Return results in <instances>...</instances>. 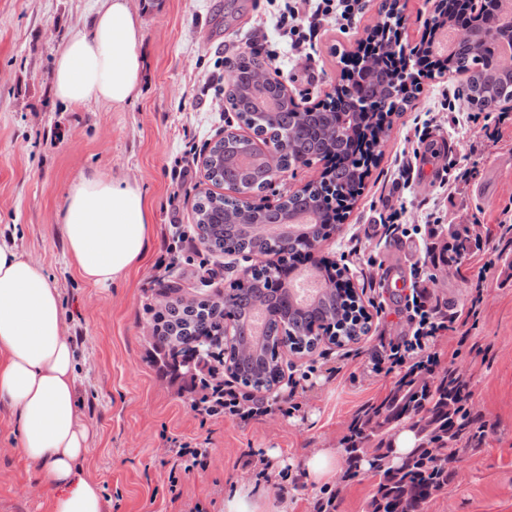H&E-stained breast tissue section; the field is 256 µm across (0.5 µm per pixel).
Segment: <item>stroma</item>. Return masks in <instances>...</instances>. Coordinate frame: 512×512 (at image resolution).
<instances>
[{"mask_svg": "<svg viewBox=\"0 0 512 512\" xmlns=\"http://www.w3.org/2000/svg\"><path fill=\"white\" fill-rule=\"evenodd\" d=\"M381 2L364 0L351 27L323 25L306 56L290 52L280 35L277 16L285 0H131L141 16L145 70L138 98L115 110L93 102L73 109L52 92L54 56L67 37L87 29L95 0H0V239L42 263L61 289L80 408L94 432L86 469L101 485L109 512H189L197 504L224 512L225 496L247 480L263 483L287 512H313L321 492L303 477L308 458L323 448L343 449L360 410L395 386L397 373L375 374L368 364L380 338L410 330L405 298L413 288L412 267L424 261L426 248L420 236L387 234L380 222L385 204L403 206L402 221L409 225L425 223L435 210L445 225L470 224L478 213L485 227L497 230L512 200V127L498 146L476 157L475 126L452 121L440 107L444 93L460 91L462 77L424 80L412 105L393 115L352 211L316 250L345 266L362 300L381 302L383 310L373 313L371 332L358 342L283 353L284 374L318 367L301 412L246 425L207 417L156 355L150 332L162 288L176 281L188 296L220 294L249 265L197 242L169 269L155 266L173 225L192 230L193 204L209 187L202 157L235 119L223 109L227 60L258 48L297 104H319L341 83V55L365 40ZM423 123L425 145L435 156L430 165L414 162L412 173L399 176L408 140ZM452 160L475 166L476 174L446 200L439 184ZM185 167L190 174L184 178ZM94 170L137 181L153 205L145 262L106 288L80 277L57 222L70 183ZM203 259L214 275L199 268ZM479 266L474 258L458 270L432 269L430 292L462 307L474 294ZM436 350L468 381L471 412L487 427L477 447L461 450L451 462L452 480L424 512H512V252L498 259L485 282L466 344L457 346L445 335ZM176 439L200 444L210 457L205 469L181 476L175 501L167 449ZM334 485L335 512H370L376 489L370 468ZM54 493L39 465L21 453L12 418L0 408V512H49Z\"/></svg>", "mask_w": 512, "mask_h": 512, "instance_id": "1", "label": "stroma"}]
</instances>
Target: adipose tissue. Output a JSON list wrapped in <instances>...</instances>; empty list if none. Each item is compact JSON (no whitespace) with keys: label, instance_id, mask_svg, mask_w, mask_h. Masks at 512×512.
Returning <instances> with one entry per match:
<instances>
[{"label":"adipose tissue","instance_id":"obj_1","mask_svg":"<svg viewBox=\"0 0 512 512\" xmlns=\"http://www.w3.org/2000/svg\"><path fill=\"white\" fill-rule=\"evenodd\" d=\"M143 35L130 0H96L88 29L53 61V94L77 108L123 109L138 97ZM68 255L83 279L106 287L144 258L151 235L137 182L103 172L74 179L58 214ZM0 406L14 415L19 447L55 489L51 512H106L83 470L93 431L79 406L74 348L63 328L59 288L36 261L0 243Z\"/></svg>","mask_w":512,"mask_h":512}]
</instances>
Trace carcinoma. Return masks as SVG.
Masks as SVG:
<instances>
[{
    "label": "carcinoma",
    "instance_id": "carcinoma-1",
    "mask_svg": "<svg viewBox=\"0 0 512 512\" xmlns=\"http://www.w3.org/2000/svg\"><path fill=\"white\" fill-rule=\"evenodd\" d=\"M391 27L378 36L380 53L373 68L359 69L347 76V91L318 106L300 108L276 78L263 82L259 73L265 62L256 51L242 53L230 62L233 77L226 101L237 120L252 135H232L208 152L207 179L229 190L227 194L206 192L193 206L199 236L224 243L227 255L278 256L275 264L254 265L224 291V297H200L166 308L165 326L156 328L154 347L163 365L172 371L189 369L195 362L213 357L235 381L252 392H269L282 379L279 348L289 342L291 351H315L323 342L320 330H333L328 342L341 347L368 333L365 307L356 292H324L305 307L290 299L288 286L278 280L279 268L287 266L298 251L276 248L267 234L269 224H298L306 213L313 222L303 225L295 238L306 246L327 236V226L346 217L360 195L370 165L376 163L375 149L391 129V115L402 112L421 92L416 78L402 79L392 43L400 18L395 4L388 12ZM512 47V13L502 17L496 37L481 31L471 41L448 55L446 71L465 76L464 92L480 112L512 103V68L492 67L490 45ZM348 123L344 138L331 134L334 125ZM300 126L305 135L286 138ZM263 144L282 146V170L336 156L340 164L317 185L293 193L274 207L250 203L246 197L270 186ZM325 279L341 278L345 268L334 262L314 264ZM265 308L267 323L262 335H224L230 322L243 329L253 310ZM448 374L430 383L406 380L380 403L367 408L363 425L347 446L348 473L355 474L364 457V445L376 443L371 467L378 477L372 512H423L430 497L448 486V463L459 452V444L470 439L451 417ZM402 428L414 431V450L393 465L392 437Z\"/></svg>",
    "mask_w": 512,
    "mask_h": 512
}]
</instances>
